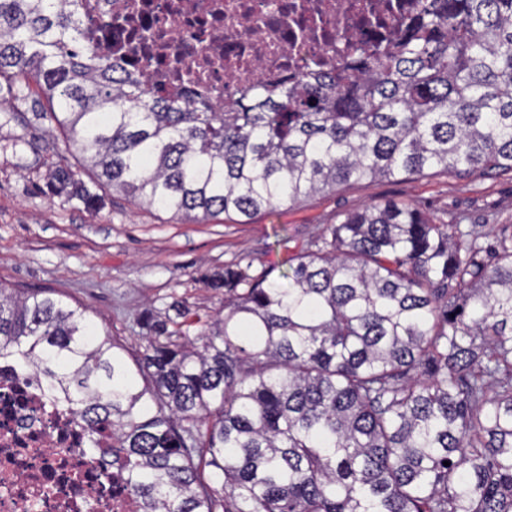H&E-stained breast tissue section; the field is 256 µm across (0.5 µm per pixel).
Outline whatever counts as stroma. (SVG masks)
<instances>
[{"label":"stroma","instance_id":"obj_1","mask_svg":"<svg viewBox=\"0 0 512 512\" xmlns=\"http://www.w3.org/2000/svg\"><path fill=\"white\" fill-rule=\"evenodd\" d=\"M55 131L47 121L27 133L20 122L0 119V283L86 309L96 332L122 344L129 361L146 345L147 317L174 330L182 308L198 332L200 317L222 308L224 293L208 287L207 275L240 264L280 280L290 259L328 225L366 205L404 202L438 224L457 223L481 235L512 233L510 169L352 183L250 219L233 214L183 223L109 190L94 212L46 186L48 163L77 162Z\"/></svg>","mask_w":512,"mask_h":512}]
</instances>
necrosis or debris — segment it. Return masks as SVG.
<instances>
[{"instance_id":"necrosis-or-debris-1","label":"necrosis or debris","mask_w":512,"mask_h":512,"mask_svg":"<svg viewBox=\"0 0 512 512\" xmlns=\"http://www.w3.org/2000/svg\"><path fill=\"white\" fill-rule=\"evenodd\" d=\"M415 0H77L82 41L146 88L231 104L336 66L341 43L397 39ZM0 512H140L70 407L0 358Z\"/></svg>"}]
</instances>
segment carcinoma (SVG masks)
Listing matches in <instances>:
<instances>
[{
    "mask_svg": "<svg viewBox=\"0 0 512 512\" xmlns=\"http://www.w3.org/2000/svg\"><path fill=\"white\" fill-rule=\"evenodd\" d=\"M78 33L71 0H0V113L55 121L81 165L48 185L87 208L82 173L196 222L512 169V0H419L392 48L229 106L149 92ZM480 238L407 203L350 212L288 286L227 266L200 333L146 321L133 368L85 310L0 286V358L73 409L141 512H512V235Z\"/></svg>",
    "mask_w": 512,
    "mask_h": 512,
    "instance_id": "1",
    "label": "carcinoma"
}]
</instances>
